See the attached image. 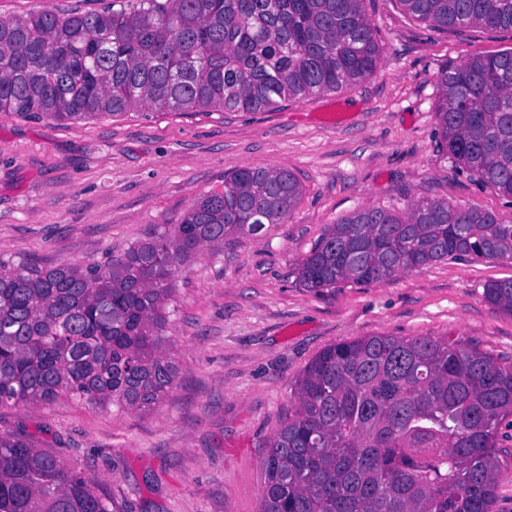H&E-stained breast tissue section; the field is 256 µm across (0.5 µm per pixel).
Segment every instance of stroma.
I'll return each instance as SVG.
<instances>
[{
    "label": "stroma",
    "instance_id": "obj_1",
    "mask_svg": "<svg viewBox=\"0 0 512 512\" xmlns=\"http://www.w3.org/2000/svg\"><path fill=\"white\" fill-rule=\"evenodd\" d=\"M108 2L0 0V19ZM364 6L383 57L347 90L265 112L146 109L61 123L0 112V254L46 268L106 266L241 167H285L303 186L285 223L228 237L178 273L165 348L179 375L162 403L5 404L0 436L95 478L117 512H259L266 442L329 345L428 336L512 365V315L484 297L486 283L512 278V260H443L320 293L299 280L329 225L368 206L398 213L440 199L512 224V198L447 153L436 116L439 68L512 48V31L436 28L398 0Z\"/></svg>",
    "mask_w": 512,
    "mask_h": 512
}]
</instances>
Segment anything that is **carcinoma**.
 I'll use <instances>...</instances> for the list:
<instances>
[{"label": "carcinoma", "instance_id": "carcinoma-1", "mask_svg": "<svg viewBox=\"0 0 512 512\" xmlns=\"http://www.w3.org/2000/svg\"><path fill=\"white\" fill-rule=\"evenodd\" d=\"M434 27L512 31V0H399ZM383 53L364 0H111L0 20V112L59 122L151 109L256 112L347 90ZM448 153L512 197V49L437 75ZM303 188L286 168L241 167L174 225L106 267L43 268L0 257V404L71 394L145 409L175 384L164 349L173 280L196 252L282 224ZM512 259V224L419 200L404 213L365 207L298 264L321 292L461 257ZM486 301L512 315V279ZM269 438L259 512H494L512 454V368L431 337L369 336L330 345L294 388ZM0 512H112L95 480L21 439L0 438Z\"/></svg>", "mask_w": 512, "mask_h": 512}]
</instances>
